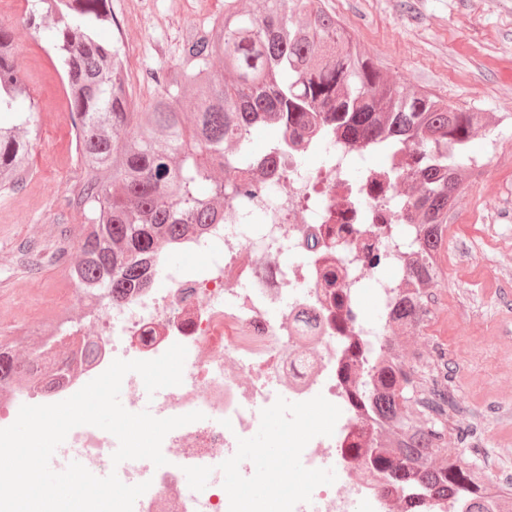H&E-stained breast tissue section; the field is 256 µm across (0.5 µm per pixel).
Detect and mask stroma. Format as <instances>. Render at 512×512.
I'll use <instances>...</instances> for the list:
<instances>
[{
  "instance_id": "obj_1",
  "label": "stroma",
  "mask_w": 512,
  "mask_h": 512,
  "mask_svg": "<svg viewBox=\"0 0 512 512\" xmlns=\"http://www.w3.org/2000/svg\"><path fill=\"white\" fill-rule=\"evenodd\" d=\"M242 0H150L146 13L125 15L109 0L113 21L98 30L121 39L134 99L147 101L153 74L175 65L184 27L209 23ZM385 77L491 118L470 154L494 142L492 171L463 196L475 198L465 215L448 216L447 243L459 263L444 269L431 318L412 341L428 357L447 363L455 422L448 443L504 493L512 495V0H324ZM179 10L184 27L163 28L159 16ZM13 29L26 64L37 132L31 138L34 186L0 190V345L30 312L47 315L69 301L71 284L61 265L29 269L15 260L20 243L51 253L66 238L77 253L84 218L67 197L79 169L69 120L59 115L62 69L47 33L22 26L16 7L0 11Z\"/></svg>"
}]
</instances>
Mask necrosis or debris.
<instances>
[{
  "instance_id": "4bbe7bcc",
  "label": "necrosis or debris",
  "mask_w": 512,
  "mask_h": 512,
  "mask_svg": "<svg viewBox=\"0 0 512 512\" xmlns=\"http://www.w3.org/2000/svg\"><path fill=\"white\" fill-rule=\"evenodd\" d=\"M318 153L321 165L302 172ZM407 165L406 154L351 143L333 126L288 131L283 157L233 171L256 186L255 195L175 240L178 253L206 255L204 265L176 267L162 258L166 287L131 290L107 310L81 287L49 318L29 315L23 333L37 337L80 313L81 340L33 354L31 381L0 401V428L21 406L75 394L114 360L155 359L179 343L187 349L183 381L156 395L154 415L199 411L204 418L165 436L167 465L141 459L117 466L123 483L150 484L133 512H387L391 490L380 486L369 457L377 422L351 396L359 382L374 385L376 355L410 335L401 303L429 294L411 276L427 226L397 177ZM367 293L381 305L374 322L359 311ZM301 316L312 324L304 337L296 328ZM317 407L333 415L329 430L311 427ZM277 412L286 422L282 458L255 472L238 445ZM65 442L82 450L90 468L108 462L112 442L96 427H75ZM335 459L340 481L317 482ZM189 464L203 490L182 484ZM228 466L242 474L232 487L224 480ZM304 474L311 482L303 491Z\"/></svg>"
}]
</instances>
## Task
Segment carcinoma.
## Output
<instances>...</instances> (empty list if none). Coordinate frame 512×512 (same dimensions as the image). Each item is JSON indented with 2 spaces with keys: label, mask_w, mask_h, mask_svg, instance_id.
<instances>
[{
  "label": "carcinoma",
  "mask_w": 512,
  "mask_h": 512,
  "mask_svg": "<svg viewBox=\"0 0 512 512\" xmlns=\"http://www.w3.org/2000/svg\"><path fill=\"white\" fill-rule=\"evenodd\" d=\"M108 0H34L26 23L49 32L68 86L79 177L70 199L87 219L70 262L71 277L91 284L112 275V298L152 288L155 259L191 224H209L246 191L224 172L249 156L263 124L334 125L351 142L383 143L411 153L423 178L420 206L431 230L421 269L437 280L448 210L464 185L461 157L489 131L477 110L457 108L387 80L322 0H263L259 13L231 8L182 37L181 61L157 81L145 104L130 91L125 53L96 29L112 23ZM33 102L18 63L12 29L0 24V187L30 165ZM27 363L0 348V387L28 375ZM380 387L360 393L368 414L389 423L373 458L377 474L399 491L407 512L458 499L462 512H509L495 493L481 496L482 473L445 453L454 393L423 352L407 347L379 362Z\"/></svg>",
  "instance_id": "carcinoma-1"
}]
</instances>
